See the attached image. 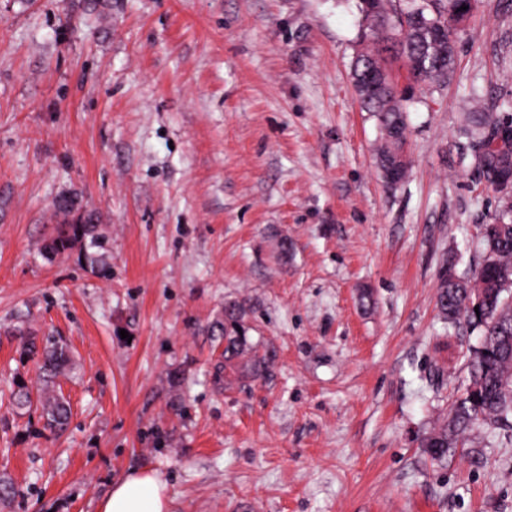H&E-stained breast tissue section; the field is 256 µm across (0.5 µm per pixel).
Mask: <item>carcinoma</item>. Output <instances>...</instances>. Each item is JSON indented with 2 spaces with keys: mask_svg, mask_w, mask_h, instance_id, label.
<instances>
[{
  "mask_svg": "<svg viewBox=\"0 0 512 512\" xmlns=\"http://www.w3.org/2000/svg\"><path fill=\"white\" fill-rule=\"evenodd\" d=\"M373 23L362 38H376L379 29L393 37L382 45L360 52L352 64V79L361 105L373 113L386 134V147L379 156L382 176L395 172L404 177L406 115L396 100V83L387 62H396L407 72L409 83L442 87L453 72L457 25L475 7L471 0H411L403 9L372 0ZM469 147L460 148V161L472 158L479 183L512 201V118L487 110L477 112L463 131ZM57 217L52 235L44 246L47 258L78 247L85 260L100 275H109L107 256L100 252L102 234L96 211L80 209L76 198L61 195L53 202ZM483 258L479 272L460 279L448 268L440 275L438 305L444 319L464 317L482 329L478 347L466 359L467 380L450 405L448 420L424 440L423 447L441 462L458 438L474 427L512 429V220L481 226ZM246 310L239 302L224 308V321L217 323L224 335V370L241 378H258L271 362V352H259L247 336ZM20 355L37 360L42 384L36 389L41 418L49 429L67 426L69 407L56 390L54 379L72 365L69 346L48 339L39 347L30 338L23 341Z\"/></svg>",
  "mask_w": 512,
  "mask_h": 512,
  "instance_id": "cac0c4a2",
  "label": "carcinoma"
}]
</instances>
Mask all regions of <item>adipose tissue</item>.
I'll list each match as a JSON object with an SVG mask.
<instances>
[{
	"instance_id": "1",
	"label": "adipose tissue",
	"mask_w": 512,
	"mask_h": 512,
	"mask_svg": "<svg viewBox=\"0 0 512 512\" xmlns=\"http://www.w3.org/2000/svg\"><path fill=\"white\" fill-rule=\"evenodd\" d=\"M98 512H169L167 486L149 468L132 471L113 483Z\"/></svg>"
}]
</instances>
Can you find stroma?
Here are the masks:
<instances>
[{"label":"stroma","mask_w":512,"mask_h":512,"mask_svg":"<svg viewBox=\"0 0 512 512\" xmlns=\"http://www.w3.org/2000/svg\"><path fill=\"white\" fill-rule=\"evenodd\" d=\"M362 25L358 0H0V512H97L143 467L171 512H512L506 432L422 446L482 334L437 289L505 208L458 131L512 117V9L478 0L447 86L404 102L393 186ZM64 193L110 277L42 255ZM233 301L275 352L262 378L217 371ZM18 325L72 350L64 431L11 399L38 384Z\"/></svg>","instance_id":"35a3bbf8"}]
</instances>
